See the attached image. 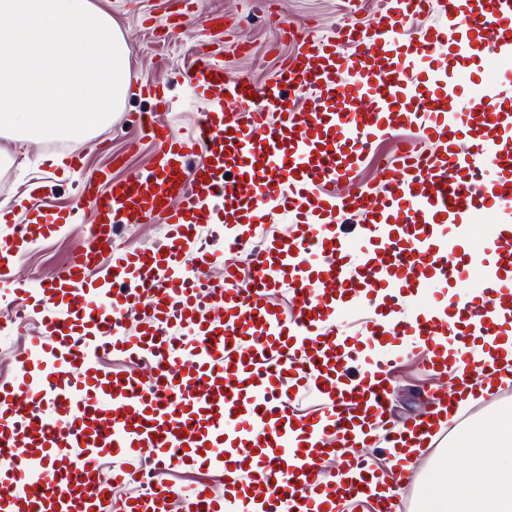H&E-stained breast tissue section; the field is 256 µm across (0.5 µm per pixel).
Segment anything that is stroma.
<instances>
[{
    "label": "stroma",
    "instance_id": "stroma-1",
    "mask_svg": "<svg viewBox=\"0 0 512 512\" xmlns=\"http://www.w3.org/2000/svg\"><path fill=\"white\" fill-rule=\"evenodd\" d=\"M90 2L111 14L127 41L131 49L132 81L151 80L167 86L172 108L161 115L160 120L176 135L188 133L196 119L191 90L178 72L209 40L214 17H222L225 22L221 57L225 79L236 82L248 77L260 83L271 77L293 50L292 44L280 40L281 25L311 26L316 34L327 35L346 16L344 0H275L271 6L265 0H199L197 8L183 15L180 25L173 27L167 23L163 0ZM239 42L250 45L249 56L235 53L234 46ZM150 107L151 102L145 96L129 92L122 112L113 116L111 126L85 140L62 142L38 137L20 148L9 136H0V206L7 204L21 185L41 178L45 188L38 199L39 206L48 211L70 209L74 200L69 193V182L87 178L107 166L108 157L113 153L126 157L124 167L113 169V177L126 178L147 171L153 163L156 146L144 137L136 118ZM75 151L84 155L83 168L62 176L54 175L50 166L52 159ZM90 222V217H83L81 223L65 226L49 240L28 245L19 277L35 287L50 280L80 250ZM39 330L40 324L36 321L22 327L5 326L8 339L0 343V380L12 377L18 357L27 350L31 336ZM442 386V380L424 372L421 355L409 354L397 373L391 393L394 422L409 424L429 410L431 393ZM504 426L512 427V390L468 406L463 423L452 439L429 449L401 483L408 512L418 507L420 492L434 467L450 472L467 468L468 458L459 456L455 445L484 447L488 433Z\"/></svg>",
    "mask_w": 512,
    "mask_h": 512
}]
</instances>
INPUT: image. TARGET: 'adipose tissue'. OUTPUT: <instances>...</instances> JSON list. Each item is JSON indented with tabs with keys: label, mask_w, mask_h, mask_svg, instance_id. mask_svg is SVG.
Instances as JSON below:
<instances>
[{
	"label": "adipose tissue",
	"mask_w": 512,
	"mask_h": 512,
	"mask_svg": "<svg viewBox=\"0 0 512 512\" xmlns=\"http://www.w3.org/2000/svg\"><path fill=\"white\" fill-rule=\"evenodd\" d=\"M421 512H512V431L497 432L491 447L473 452L463 472L436 469Z\"/></svg>",
	"instance_id": "adipose-tissue-1"
}]
</instances>
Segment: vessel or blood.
I'll return each mask as SVG.
<instances>
[{"label": "vessel or blood", "instance_id": "vessel-or-blood-1", "mask_svg": "<svg viewBox=\"0 0 512 512\" xmlns=\"http://www.w3.org/2000/svg\"><path fill=\"white\" fill-rule=\"evenodd\" d=\"M282 35L295 50L262 85L226 82L208 48L183 68L201 105L187 136L159 119L165 86H142L153 108L138 125L158 146L147 172L113 178L115 154L76 184L71 210L18 222L0 208V298L41 324L0 381V512H171L182 495L194 512H402L398 483L373 482L360 449L383 442L398 462L406 437L437 447L462 385H494L512 312V81L468 89L459 76L477 59L512 60V0H385L371 24ZM404 126L418 135L396 139L378 186L337 191ZM86 211L87 241L66 267L37 288L16 278L23 246ZM279 218L293 235L273 232ZM154 222L159 247L118 244L117 225ZM481 225L493 259L463 265ZM465 273L480 293L406 314L407 295ZM283 286L290 316L265 300ZM346 308L367 310L357 329L339 322ZM408 340L450 385L401 429L389 403ZM112 354L154 367L113 372L101 362ZM304 391L322 406L300 419L291 404ZM336 455L344 465L324 479ZM192 465L223 492L157 478Z\"/></svg>", "mask_w": 512, "mask_h": 512}]
</instances>
